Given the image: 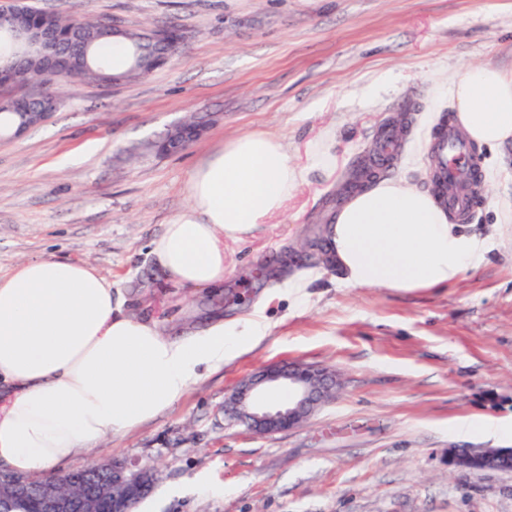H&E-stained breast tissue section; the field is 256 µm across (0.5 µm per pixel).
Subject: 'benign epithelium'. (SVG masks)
<instances>
[{"label":"benign epithelium","mask_w":512,"mask_h":512,"mask_svg":"<svg viewBox=\"0 0 512 512\" xmlns=\"http://www.w3.org/2000/svg\"><path fill=\"white\" fill-rule=\"evenodd\" d=\"M31 39L41 48L46 67L56 70L64 63L74 68L78 54L65 47L53 29L32 27ZM24 70V61L14 60L8 69L0 68V85L14 86ZM38 97L29 95L0 100V108L15 112L19 121L12 135L22 136L35 127L28 110ZM205 126L190 127L179 122L170 130L166 142L167 152H180L188 140H197ZM270 386L288 389L291 397L279 406H267L257 401V394ZM336 375L324 368L302 362L279 363L265 367L257 374L242 380L224 400V418L242 424L248 430L261 434H275L298 427L318 407L336 393ZM467 464L473 472L488 469L511 470L512 448H497L489 453L483 448H472L463 454L454 447L448 448V466ZM112 475L79 484V492L69 494L53 488L40 490L37 512H134L145 498V493L158 479V471L151 467H137L124 461H112ZM34 489L32 478L16 476L0 469V512H20L23 503Z\"/></svg>","instance_id":"benign-epithelium-1"}]
</instances>
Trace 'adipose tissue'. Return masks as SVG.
<instances>
[{"instance_id":"1","label":"adipose tissue","mask_w":512,"mask_h":512,"mask_svg":"<svg viewBox=\"0 0 512 512\" xmlns=\"http://www.w3.org/2000/svg\"><path fill=\"white\" fill-rule=\"evenodd\" d=\"M459 127L478 147L512 140V75L492 64L452 85ZM301 176L278 139L227 143L190 176L188 209L150 254L177 288L224 283V243L252 236L284 207ZM345 284L418 291L453 283L486 241L452 224L428 191L384 179L355 192L327 230ZM266 325L245 318L182 337L123 312L111 281L83 262L29 259L0 277V464L30 475L150 422L203 371L223 367Z\"/></svg>"}]
</instances>
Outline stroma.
Masks as SVG:
<instances>
[{
	"label": "stroma",
	"mask_w": 512,
	"mask_h": 512,
	"mask_svg": "<svg viewBox=\"0 0 512 512\" xmlns=\"http://www.w3.org/2000/svg\"><path fill=\"white\" fill-rule=\"evenodd\" d=\"M46 11L176 27L181 54L140 79L79 85L46 123L0 137V276L51 256L88 263L126 312L170 335L258 314L264 339L205 373L175 405L75 456L158 468L137 512H512V471L448 465L449 447L512 448V433H451L512 419V142L479 149L470 210L483 258L445 288H354L331 263L295 259L347 203L342 185L381 131L404 150L390 177L433 190L431 142L454 119L464 68L512 73V0H35ZM185 150L147 142L190 115ZM278 138L307 175L282 214L224 245V286L168 285L149 243L189 203L195 168L232 139ZM336 161L319 169L322 155ZM335 371V396L299 427L258 435L224 400L264 367ZM452 431L457 433H471V432H507L509 430L508 424L497 425L492 422L481 419H461L453 423Z\"/></svg>",
	"instance_id": "1"
}]
</instances>
